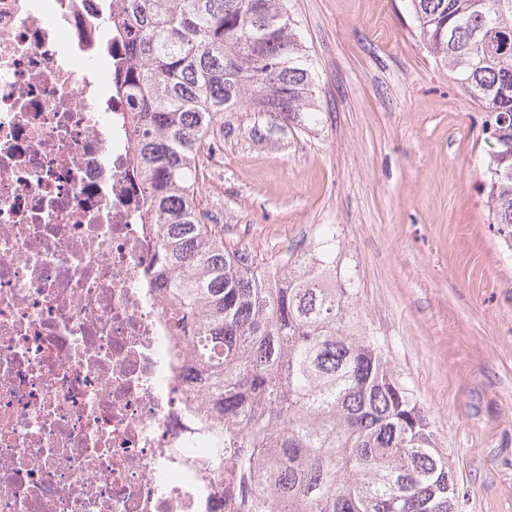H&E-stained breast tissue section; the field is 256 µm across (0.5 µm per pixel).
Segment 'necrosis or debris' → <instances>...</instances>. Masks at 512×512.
Here are the masks:
<instances>
[{"label":"necrosis or debris","instance_id":"1","mask_svg":"<svg viewBox=\"0 0 512 512\" xmlns=\"http://www.w3.org/2000/svg\"><path fill=\"white\" fill-rule=\"evenodd\" d=\"M123 0H0V512H224L127 171Z\"/></svg>","mask_w":512,"mask_h":512}]
</instances>
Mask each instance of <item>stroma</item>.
I'll list each match as a JSON object with an SVG mask.
<instances>
[{
    "instance_id": "1",
    "label": "stroma",
    "mask_w": 512,
    "mask_h": 512,
    "mask_svg": "<svg viewBox=\"0 0 512 512\" xmlns=\"http://www.w3.org/2000/svg\"><path fill=\"white\" fill-rule=\"evenodd\" d=\"M319 106L224 116L209 220L258 262L328 229L363 322L428 411L461 512H512V248L487 221L483 113L424 47L407 0H288Z\"/></svg>"
}]
</instances>
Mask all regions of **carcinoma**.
<instances>
[{
  "label": "carcinoma",
  "instance_id": "cac0c4a2",
  "mask_svg": "<svg viewBox=\"0 0 512 512\" xmlns=\"http://www.w3.org/2000/svg\"><path fill=\"white\" fill-rule=\"evenodd\" d=\"M424 45L483 109L487 220L512 246V0H409ZM132 176L156 227L152 278L233 451L218 460L239 512H458L448 454L357 310L313 265L332 237L267 284L205 222L197 163L216 123L242 108L316 109L306 46L284 0H127Z\"/></svg>",
  "mask_w": 512,
  "mask_h": 512
}]
</instances>
